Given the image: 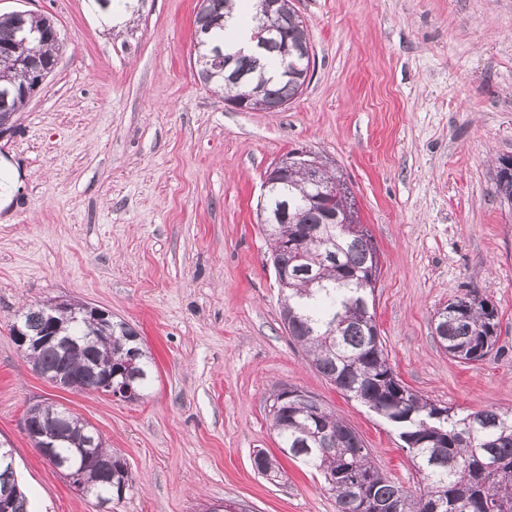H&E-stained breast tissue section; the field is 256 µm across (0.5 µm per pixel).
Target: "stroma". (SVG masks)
<instances>
[{
    "label": "stroma",
    "instance_id": "35a3bbf8",
    "mask_svg": "<svg viewBox=\"0 0 512 512\" xmlns=\"http://www.w3.org/2000/svg\"><path fill=\"white\" fill-rule=\"evenodd\" d=\"M315 68L276 112L230 108L193 65L197 0H138L120 31L92 0H0L53 18L55 70L0 138V444L33 512H337L322 478L282 456L268 414L314 394L392 481H425L397 431L310 364L280 317L257 222L286 152L333 161L380 253L375 322L423 397L464 414L512 411V0H293ZM498 308L494 353L461 363L434 335L467 290ZM76 301L135 328L155 360L126 402L37 375L10 328L26 307ZM57 404L117 450L131 487L102 506L34 447L28 409ZM277 458V479L257 453ZM496 191L503 199L512 202V157H502L499 160Z\"/></svg>",
    "mask_w": 512,
    "mask_h": 512
}]
</instances>
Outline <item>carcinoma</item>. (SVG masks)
<instances>
[{
    "instance_id": "cac0c4a2",
    "label": "carcinoma",
    "mask_w": 512,
    "mask_h": 512,
    "mask_svg": "<svg viewBox=\"0 0 512 512\" xmlns=\"http://www.w3.org/2000/svg\"><path fill=\"white\" fill-rule=\"evenodd\" d=\"M251 2L254 33L270 19H282L258 51L233 48L232 36L224 31V19L237 0H198L194 19L198 76L206 85L221 87L226 101L247 97L261 87L268 99L286 105L303 92L308 78L312 56L308 28L291 0H275L270 16L264 12V0ZM54 26L52 18L24 11L0 14V120H12L27 102L26 77L8 48L24 36L39 37L33 47L52 71L61 49L53 37ZM216 51L222 65L240 73V78L232 79L214 67ZM324 180L336 184V193L316 194L297 169L266 200L270 211L288 202V223L269 224L266 229L273 268L296 267L292 243L310 257V270L290 275L284 290V328L305 349L318 373L399 431L427 485L418 493L391 481L350 425L291 388L278 393L269 410L281 452L323 478L336 495L338 512H375L391 505L399 512H433L439 502L444 504L439 512H512V413L486 408L459 416L398 378L374 320L378 250L367 227L354 223L356 200L341 176L331 170ZM496 191L512 202V157L499 160ZM332 215L342 223L331 229V238L324 244L309 238ZM60 313L74 336V346L65 352L47 347L29 353L33 369L41 376L74 377L78 390L88 393L123 367L137 398H142L153 369L138 332L124 323L103 331L80 306L68 304ZM436 330L450 357L461 363L478 362L499 338L498 310L469 291L448 301ZM132 347L141 355L130 368L126 353ZM26 424L33 432L49 431L58 438L54 456L80 465L89 495L109 503L114 496L122 498L129 486L126 465L86 421L58 406L38 405L29 409ZM4 488L11 491L10 512H28V500L7 463L0 465V490Z\"/></svg>"
}]
</instances>
